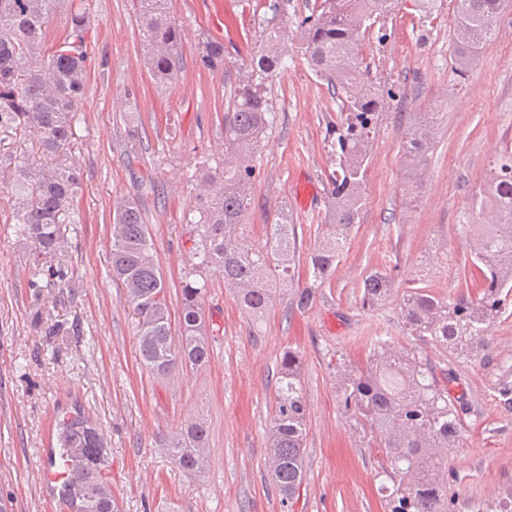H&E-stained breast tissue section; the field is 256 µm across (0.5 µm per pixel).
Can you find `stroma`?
I'll use <instances>...</instances> for the list:
<instances>
[{
    "label": "stroma",
    "instance_id": "35a3bbf8",
    "mask_svg": "<svg viewBox=\"0 0 512 512\" xmlns=\"http://www.w3.org/2000/svg\"><path fill=\"white\" fill-rule=\"evenodd\" d=\"M222 2L240 21L245 50L225 45L223 66L204 67L209 0H173L183 65L171 84L160 86L142 62L132 0H84L91 62L72 144L83 178L79 219L67 225L62 252L73 279L56 300L31 286L33 255L15 235L9 204L8 158L36 155L37 147L31 140L0 143V512H51L40 452L55 446L58 414L75 404L101 429L120 512H388L382 458L354 431L336 392L337 364L363 363L378 337L419 353L435 373L455 374L452 392L465 394L470 411L462 442L447 451L451 512L494 507L512 490V408L495 390L500 368L512 365V317L492 326L495 348L487 361L462 362L412 335L399 302L410 288L447 300L461 293L472 246L458 226L471 219L487 171L512 144V23L500 25L463 76L451 67L453 0H442L426 19L413 0H403L365 34L360 56L384 98L366 205L341 261L310 308L292 307L282 289L260 320L240 309L220 275H211L203 302L217 328L210 361L161 381L141 364L137 318L112 281V201L137 197L170 293L179 296L190 264L184 226L195 196L185 174L222 160L224 114L263 43L254 22L258 0ZM267 92L276 120L254 158L242 228L260 246L271 225L290 216L305 254L325 230L338 102L293 49ZM437 106L448 119L423 169V187L410 197L403 192L405 129L415 113ZM133 122L140 125L134 140L128 136ZM302 180L313 189L304 207L296 202ZM383 268L391 271L396 294L365 307L362 280ZM287 348L302 358L309 420L305 481L285 505L264 463L277 365ZM198 416L209 428L210 455L200 475L179 469L162 450L164 437Z\"/></svg>",
    "mask_w": 512,
    "mask_h": 512
}]
</instances>
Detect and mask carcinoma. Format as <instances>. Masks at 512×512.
Listing matches in <instances>:
<instances>
[{"label": "carcinoma", "instance_id": "1", "mask_svg": "<svg viewBox=\"0 0 512 512\" xmlns=\"http://www.w3.org/2000/svg\"><path fill=\"white\" fill-rule=\"evenodd\" d=\"M60 0H0V135L31 137L47 158L33 175L25 159L13 160L17 238L34 251L33 283L37 288L69 287L71 274L52 263L64 247L62 226L76 223L81 167L71 154L73 113L86 84L90 20L83 5L70 0L66 28L49 41L50 20ZM399 0H321L295 46L339 101L336 124L340 149L330 176L331 207L325 235L306 257L312 283L294 287L298 236L295 224L284 220L271 227L262 247L239 232L253 191L254 157L276 115L265 95L266 81L283 64L280 27L265 20L263 47L250 64L251 72L238 87L232 108L224 114V157L230 162L204 165L196 181L195 214L185 224L193 263L182 280L177 320H172L165 278L155 256L149 225L138 201L128 195L112 204L109 264L112 281L123 289L137 315V339L145 369L158 378H172L182 369L206 365L211 356L210 323L202 311L209 273L223 275L239 306L259 318L272 306L276 288L288 284L292 304L306 310L316 300V285L324 282L343 253L350 232L366 205L364 184L371 133L379 120L383 91L372 82L359 59L361 37L381 17L394 14ZM146 53L144 64L153 80L164 84L180 68L181 34L171 17L170 0H134ZM512 0H455L452 66L465 74L479 51L497 31ZM201 61L210 69L224 64V46L206 41ZM445 112H419L403 143L404 158L413 170L408 193L420 187L418 170L433 148ZM482 214L512 216V148L490 166L485 190L475 201ZM472 251L464 264L462 287L483 294L474 303L461 297L442 300L421 288L406 290L400 301L407 326L464 359L484 360L493 351L489 331L498 319L512 314V231L501 224H464ZM393 294L386 271L362 280L361 300L369 307ZM301 358L282 352L277 372L274 411L268 429V465L281 502L294 499L304 480L307 408L300 384ZM499 397L512 407V369L501 371ZM412 351L398 352L377 340L366 364L341 366L336 375L337 397L354 429L379 449L383 473L392 486L390 512H450L447 448L460 444L464 431V395L454 397L448 384ZM56 447L70 455L71 466L62 497L73 512H117L107 476L108 457L95 424L81 408L65 412L56 425ZM209 430L194 419L171 434L164 449L187 472L201 473L208 465Z\"/></svg>", "mask_w": 512, "mask_h": 512}]
</instances>
